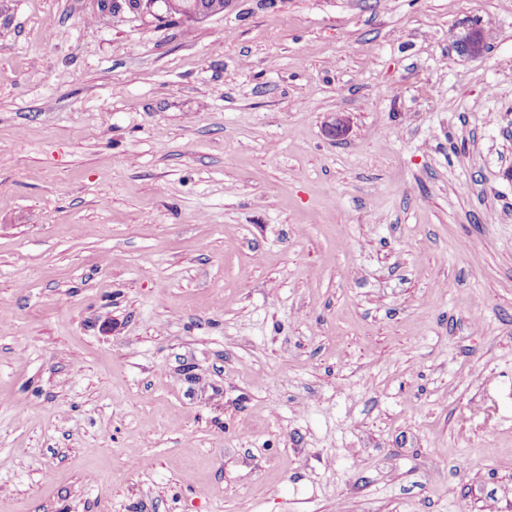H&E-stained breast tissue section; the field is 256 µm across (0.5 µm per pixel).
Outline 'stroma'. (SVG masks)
Wrapping results in <instances>:
<instances>
[{
  "label": "stroma",
  "mask_w": 512,
  "mask_h": 512,
  "mask_svg": "<svg viewBox=\"0 0 512 512\" xmlns=\"http://www.w3.org/2000/svg\"><path fill=\"white\" fill-rule=\"evenodd\" d=\"M0 512H512V0H0ZM133 0H129V2H132ZM138 1L137 3H132L130 4L128 2V0L126 1H123L124 3L123 4H126L128 6V9L130 11V13H132L134 15V17H137V18H143L145 20H148V18H152V14H158V4H159V0H136ZM119 1H114L112 2V0H98L97 1V5H98V8H100V10L102 12H109L112 10V3H118ZM119 5H121V7H123V4L121 3H118ZM113 13H115L116 11L115 10H112ZM177 3L174 12L175 17L172 21H180L188 25L202 23L209 18L222 14L210 15L209 12L214 8H224V0H173ZM224 12V10H223Z\"/></svg>",
  "instance_id": "1"
}]
</instances>
